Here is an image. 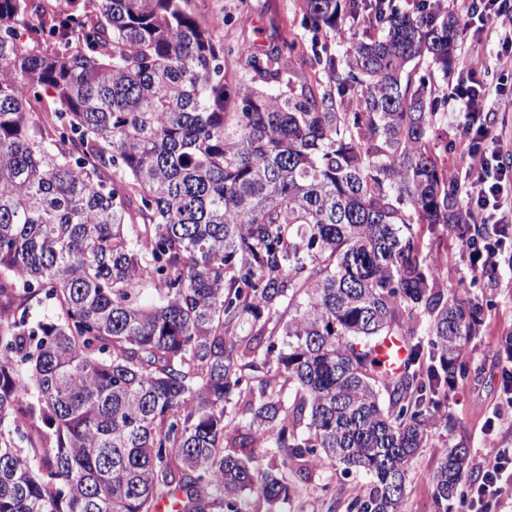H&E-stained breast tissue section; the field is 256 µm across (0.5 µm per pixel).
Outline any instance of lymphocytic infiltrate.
<instances>
[{"label": "lymphocytic infiltrate", "instance_id": "1", "mask_svg": "<svg viewBox=\"0 0 512 512\" xmlns=\"http://www.w3.org/2000/svg\"><path fill=\"white\" fill-rule=\"evenodd\" d=\"M455 4L466 16L459 37L473 46L482 43L484 34L502 16L500 0H480L476 7L468 0H455ZM486 73L482 66L467 68L451 91L463 104V149L469 158L465 198L482 214L491 240L489 246L471 252V262L481 272L495 268L502 253L512 250V163L507 160L512 147L484 114L489 97L512 98V87L490 86ZM511 500L512 448H496L477 469L468 492V509L491 512Z\"/></svg>", "mask_w": 512, "mask_h": 512}]
</instances>
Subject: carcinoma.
<instances>
[{
	"instance_id": "1",
	"label": "carcinoma",
	"mask_w": 512,
	"mask_h": 512,
	"mask_svg": "<svg viewBox=\"0 0 512 512\" xmlns=\"http://www.w3.org/2000/svg\"><path fill=\"white\" fill-rule=\"evenodd\" d=\"M50 2L0 0V512L276 508L286 468L326 464L369 477L347 512H400L482 325L424 251L482 227L407 71L448 74L460 23L443 0H297L343 39L385 15L306 76L296 39L226 50L189 0ZM469 473L461 440L432 512ZM406 354L402 342L396 338L386 339L378 346V359L382 365L392 370L400 369Z\"/></svg>"
}]
</instances>
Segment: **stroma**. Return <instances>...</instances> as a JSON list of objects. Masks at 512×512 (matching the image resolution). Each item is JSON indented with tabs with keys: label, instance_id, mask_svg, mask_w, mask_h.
<instances>
[{
	"label": "stroma",
	"instance_id": "1",
	"mask_svg": "<svg viewBox=\"0 0 512 512\" xmlns=\"http://www.w3.org/2000/svg\"><path fill=\"white\" fill-rule=\"evenodd\" d=\"M191 8L228 45L245 41L271 51L280 47L282 37H296L302 54L293 58L292 65L306 74L312 72L316 59L330 54L342 60L350 48L347 41L314 31L304 21L296 0H191ZM416 73L442 93L439 109L448 115V129L443 138L449 148H456L462 135L458 119L461 105L450 95L456 73H442L424 60L417 63ZM447 242L448 285L482 305L484 325L466 352L471 368L469 379L448 392L447 412L453 416L456 428L450 431L441 424L432 428L428 447L411 464L402 512H431L432 475L448 445L463 438L471 459H478L484 453L481 429L503 393L498 351L505 336L512 334V265L497 269L495 288H487L484 279L474 278L462 241L451 234ZM288 483L294 494L288 504L282 505L281 512H345V500L365 490L367 479L347 478L340 467L326 466L312 470L307 476L289 472ZM326 484L336 488V498L325 497L322 487Z\"/></svg>",
	"mask_w": 512,
	"mask_h": 512
}]
</instances>
